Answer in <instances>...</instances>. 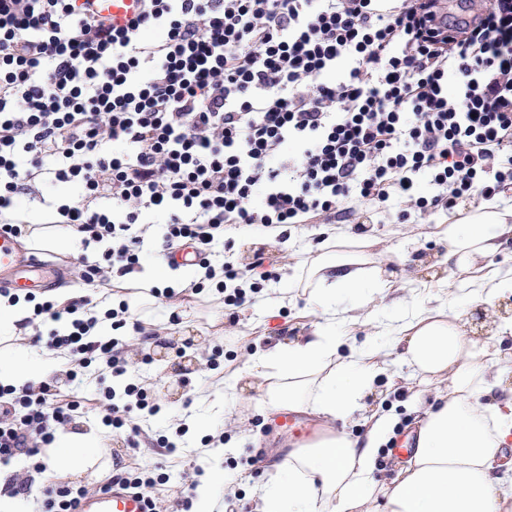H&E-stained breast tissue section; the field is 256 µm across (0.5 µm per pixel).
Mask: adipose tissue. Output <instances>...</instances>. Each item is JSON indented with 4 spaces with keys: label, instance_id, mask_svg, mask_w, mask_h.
I'll return each instance as SVG.
<instances>
[{
    "label": "adipose tissue",
    "instance_id": "ef3b65f1",
    "mask_svg": "<svg viewBox=\"0 0 512 512\" xmlns=\"http://www.w3.org/2000/svg\"><path fill=\"white\" fill-rule=\"evenodd\" d=\"M512 236V208L483 206L449 222L448 257L474 272L467 300L490 306L512 294V277L486 262L503 237ZM133 279L149 288L189 287L195 270L170 269L155 258ZM381 262L361 254L321 252L300 266L286 292L302 291L324 318L308 334L275 343L250 358L245 373L262 392L270 413L310 411L326 432L287 456L271 458L269 478L253 512H504L501 491L512 480V386L498 377L500 349L468 338L462 319L419 313L402 327L396 348L418 373L417 433L412 453L395 477L378 479L376 458L398 425L395 415L370 406L367 397L384 370L387 354L370 347L341 355L342 339L328 314L346 302L350 323L369 321L370 307L393 290ZM56 354L28 345L0 350V385H38L60 364ZM359 420L363 440L335 431L336 422ZM100 430L59 429L46 452L49 471H85L102 448Z\"/></svg>",
    "mask_w": 512,
    "mask_h": 512
}]
</instances>
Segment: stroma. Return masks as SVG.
Instances as JSON below:
<instances>
[{"mask_svg":"<svg viewBox=\"0 0 512 512\" xmlns=\"http://www.w3.org/2000/svg\"><path fill=\"white\" fill-rule=\"evenodd\" d=\"M449 214L439 210L423 224L398 223L394 211L373 212L367 234L377 239V246L366 247V254L384 249V268L392 273L402 303L379 302L371 323L353 326L343 324V333L349 334L356 346L378 344L390 350L385 377L403 379L402 392L384 397L382 406L399 419L395 438L382 448L377 458L379 478L390 477L395 460L405 457L403 442L416 430L412 400L418 388L414 385L413 369L395 353V339L406 319L423 310L437 309L447 315L462 317L472 338L484 340L495 319L512 316V294L501 297L491 309L466 308L463 297L470 290V275L445 265L448 251L446 230ZM325 239L318 224H292L287 229L254 230L242 226L225 227L212 247L213 264L225 261L246 262L253 244H262L265 265L274 274L273 280L263 282L260 288L247 291L244 304L235 313H228L222 301L210 292L184 294L177 310L187 320L178 327L170 320V310L164 301L157 300L143 307V314L155 318L154 337L115 331L122 347L127 371L123 378L103 374L89 382L73 384L80 396L91 399L121 381L139 384L160 406L171 407L183 418L212 417L222 412L248 418L252 438L242 453L235 455L211 454L205 432L188 429L178 434L170 426L161 424L158 416L140 418L141 446L126 448L124 440L112 428L103 427L100 417L90 413L75 417L70 427L81 431L103 427V450L98 463L85 473L75 476V483L94 486L105 476L129 467L146 468L163 475L165 481L157 486L163 512H175V501L183 486L196 478L197 471L220 467L227 481L234 484V494L219 497L213 512H251L256 488L267 478V464L273 455H286L295 446L289 433L277 425L276 415L259 412L261 395L244 385L226 389L224 397H217L219 382L247 365L249 358L263 351L273 342L293 338L307 332L321 313L314 309L305 295L294 294L280 307L266 305L264 299L275 289L287 284L296 272L298 262L314 257ZM430 256L441 260L440 274L428 279L420 274L417 258ZM223 349V357H215L216 349ZM168 438L174 442L173 451L147 447L150 439Z\"/></svg>","mask_w":512,"mask_h":512,"instance_id":"stroma-1","label":"stroma"}]
</instances>
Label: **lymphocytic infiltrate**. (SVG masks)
<instances>
[{"mask_svg": "<svg viewBox=\"0 0 512 512\" xmlns=\"http://www.w3.org/2000/svg\"><path fill=\"white\" fill-rule=\"evenodd\" d=\"M479 2L451 16L437 0H142L118 28L75 0H0V229L32 237L19 198L74 186L78 199L39 215L110 242L83 287L138 265L154 213L166 243L198 251L223 286L240 275L209 261L227 224H364L360 202L419 224L510 191L512 0ZM127 311L122 300L50 330L47 350L77 365L69 379L99 363L125 374L116 341L89 332L141 331ZM97 405L132 450V409L160 410L134 383ZM91 407L57 381L0 385V461L43 472L42 447Z\"/></svg>", "mask_w": 512, "mask_h": 512, "instance_id": "obj_1", "label": "lymphocytic infiltrate"}]
</instances>
